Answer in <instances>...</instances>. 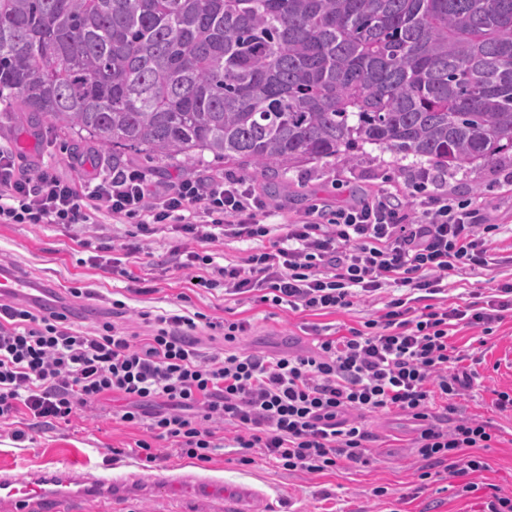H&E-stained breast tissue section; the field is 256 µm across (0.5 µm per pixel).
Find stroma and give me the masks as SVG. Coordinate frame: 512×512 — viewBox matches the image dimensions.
<instances>
[{
    "label": "stroma",
    "instance_id": "35a3bbf8",
    "mask_svg": "<svg viewBox=\"0 0 512 512\" xmlns=\"http://www.w3.org/2000/svg\"><path fill=\"white\" fill-rule=\"evenodd\" d=\"M13 148L29 162L48 164L63 178L82 182L110 173L112 151L100 142L67 134L48 118L38 124L18 123L0 131V147ZM127 165L142 170L150 179L165 182L177 177H243L257 185L266 179L250 165H226L211 155L193 164L144 154H130ZM406 171H399L393 156L378 146L365 144L355 149L352 160L310 161L281 173L277 191L269 195L273 207L271 223L284 224L304 219L312 207L327 211L352 203L358 192L385 190L402 201L448 194L457 200L479 205L487 223L502 225L488 266L449 278L448 300L457 302L463 291L488 293L489 289L512 278V187L503 177L512 174V157L485 167H466L449 171L443 185L423 178L428 164L407 159ZM134 221L118 222L99 213L92 224H0V263L12 266L30 279L58 287L60 292L79 287L85 302L105 311L107 302L116 298L126 307L119 325L144 332L139 313L143 310L170 308L181 295H188L189 311L213 317L224 314V293L189 294L184 274L172 271L173 246L181 235L172 227L141 239ZM102 241L113 248L112 255L124 258V248L140 242V260L157 267L156 291L136 295L125 291L121 281L103 269L86 263L83 247L87 241ZM240 316L251 318L254 329L239 343L241 350L277 355L306 350L314 345L312 333L304 332L305 315L277 311L268 315L264 308L236 302ZM479 329L463 328L452 336L453 345L472 349L482 357L480 377L474 388L461 399L464 416L488 422L501 440L486 450L490 470L469 474L470 482L493 483L512 493V413L499 412L493 401L496 392H512V311L504 313L501 323L479 345ZM121 399L101 401L95 408L78 412L70 424L40 426L29 430L25 441L11 437V426L0 425V474L24 472L49 466L56 461L93 477L104 469L127 477V484L114 490L112 500L84 503L81 512H214L219 503L209 483L234 490L250 489L241 506L244 512L264 507L265 512H479L477 498L458 496L459 478L441 473L437 480L421 485L420 460L412 445L414 423L398 411L368 413L362 418L375 435L371 461L361 467H346L333 473L289 472L274 463L256 459L253 464L238 462L235 454L221 450L210 462L201 463L181 455L169 441L154 444L155 463L142 461L136 446L145 430L132 428L113 413ZM388 489L386 497H371L373 487Z\"/></svg>",
    "mask_w": 512,
    "mask_h": 512
}]
</instances>
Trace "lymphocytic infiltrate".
Masks as SVG:
<instances>
[{
	"mask_svg": "<svg viewBox=\"0 0 512 512\" xmlns=\"http://www.w3.org/2000/svg\"><path fill=\"white\" fill-rule=\"evenodd\" d=\"M24 158L0 148V224H90L107 209L134 219L142 234L177 225L196 244L180 270L195 271L196 290L223 289L255 305L286 308L313 319V350L269 357L240 350L247 318L211 320L177 308L140 312V334L114 322L125 304L91 332L76 328L67 309L0 303V424L20 417L35 425L70 423L107 395L125 401L119 420L145 428L137 440L146 462L152 443L166 440L181 455L207 462L229 446L249 463L258 453L288 471L335 472L370 462L367 413L397 410L414 420L422 462L450 476L488 470L484 455L498 436L491 425L461 416L459 400L477 377L460 367L451 342L460 327L490 329L512 310V280L487 300L445 305L448 278L487 266L499 225L479 209L428 198L406 212L377 192L317 218L267 223L268 204L254 183L178 180L159 184L129 167L76 183L50 168L26 173ZM250 243L241 263L217 265L209 246L220 238ZM381 301L380 313L345 335L324 334L318 316ZM223 335L225 350L206 354L199 333ZM235 429L219 436V425Z\"/></svg>",
	"mask_w": 512,
	"mask_h": 512,
	"instance_id": "lymphocytic-infiltrate-1",
	"label": "lymphocytic infiltrate"
}]
</instances>
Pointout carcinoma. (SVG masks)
Here are the masks:
<instances>
[{"instance_id": "1", "label": "carcinoma", "mask_w": 512, "mask_h": 512, "mask_svg": "<svg viewBox=\"0 0 512 512\" xmlns=\"http://www.w3.org/2000/svg\"><path fill=\"white\" fill-rule=\"evenodd\" d=\"M0 113L277 174L512 153V0H0Z\"/></svg>"}]
</instances>
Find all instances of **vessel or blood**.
Returning <instances> with one entry per match:
<instances>
[{
    "instance_id": "vessel-or-blood-1",
    "label": "vessel or blood",
    "mask_w": 512,
    "mask_h": 512,
    "mask_svg": "<svg viewBox=\"0 0 512 512\" xmlns=\"http://www.w3.org/2000/svg\"><path fill=\"white\" fill-rule=\"evenodd\" d=\"M29 299L45 308L57 303L52 288H37L14 270L0 264V299L4 297ZM117 483L111 473L90 478L67 466H48L20 476H0V507L5 512L24 507L27 512H60L67 504L110 496Z\"/></svg>"
}]
</instances>
